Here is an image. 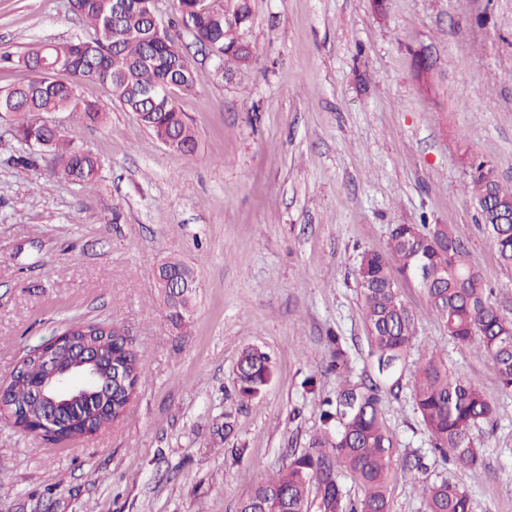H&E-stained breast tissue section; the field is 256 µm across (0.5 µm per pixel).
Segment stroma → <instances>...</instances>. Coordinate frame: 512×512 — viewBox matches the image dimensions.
Instances as JSON below:
<instances>
[{
	"label": "stroma",
	"instance_id": "35a3bbf8",
	"mask_svg": "<svg viewBox=\"0 0 512 512\" xmlns=\"http://www.w3.org/2000/svg\"><path fill=\"white\" fill-rule=\"evenodd\" d=\"M251 63L215 75L188 31L179 45L196 84L178 103L197 152L171 150L106 87L83 81L105 123L60 118L101 161L96 187L60 180L0 118V380L71 321L124 328L143 374L124 419L54 442L0 415V512H237L256 477H277L321 429L320 398L339 337L355 380H378L356 269L386 251L396 224L453 225L512 317V267L500 264L466 190L469 164H491L512 188V0H247ZM68 0H0V90L28 79L35 44L87 36ZM176 258L200 289L175 329L154 279ZM415 351H437L496 406L483 463L435 465L415 411L407 361L384 387L383 420L398 440L392 512H424L423 485L447 479L474 512H512V393L487 356L448 339L412 279ZM266 352L272 377L236 396L240 351ZM232 432L215 444V425ZM429 469L414 478L406 456Z\"/></svg>",
	"mask_w": 512,
	"mask_h": 512
}]
</instances>
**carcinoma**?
Returning <instances> with one entry per match:
<instances>
[{
  "label": "carcinoma",
  "instance_id": "cac0c4a2",
  "mask_svg": "<svg viewBox=\"0 0 512 512\" xmlns=\"http://www.w3.org/2000/svg\"><path fill=\"white\" fill-rule=\"evenodd\" d=\"M227 3L206 0L201 11L197 0H176L175 8L180 21L194 16L190 33L196 43L217 49L212 66L221 74L252 60L251 44L244 37L250 23L247 2L240 0L231 16ZM69 11L92 34L33 47L22 58L30 78L0 90V117L11 120L14 137L24 145L36 142L34 151L54 176L81 188L94 186L99 160L65 134L37 123L39 117L60 112L103 120L97 103L80 98L79 81L87 77L108 87L156 139L173 137L179 143L177 151L194 156L196 134L177 103V93L193 90V66L172 52L170 32L153 35V0H69ZM482 166L481 161L471 165L468 192L500 262L512 266V189L488 180ZM395 271L419 283L448 338L481 349L502 391L511 392L512 319L489 301L491 289L471 263L467 245L448 224L440 237L434 224H396L387 253L361 254L357 275L363 320L381 378H392L406 363L417 331L415 313L400 299ZM73 336L79 343L97 344L107 359L123 354V346L99 324L88 323ZM331 367L340 385L334 396L318 404L322 430L278 478L258 477L238 512H391L389 485L397 439L382 421L380 386L372 380L350 379L348 355L339 342ZM42 375L41 365L29 359L26 371L10 384L4 405L37 414L30 384ZM236 376L237 397H257L271 378L269 356L256 347L244 348ZM412 393L434 456L460 469L478 467L480 426L495 414L484 391L452 370L446 359L427 352L417 359ZM126 402L114 400L108 409L92 415L95 429L115 423ZM344 474L361 488L360 498L347 497L341 483ZM423 492L425 512H472L468 493L446 480Z\"/></svg>",
  "mask_w": 512,
  "mask_h": 512
}]
</instances>
